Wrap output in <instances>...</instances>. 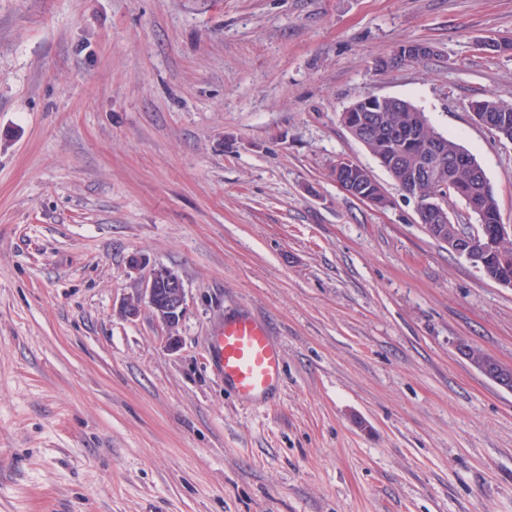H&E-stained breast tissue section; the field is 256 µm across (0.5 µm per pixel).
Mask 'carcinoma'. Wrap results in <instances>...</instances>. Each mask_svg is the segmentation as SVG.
<instances>
[{"label":"carcinoma","instance_id":"obj_1","mask_svg":"<svg viewBox=\"0 0 512 512\" xmlns=\"http://www.w3.org/2000/svg\"><path fill=\"white\" fill-rule=\"evenodd\" d=\"M357 106L363 109H376L379 118L377 125L366 130L351 131V134L376 158L379 163H387L386 171L398 183L402 190L423 201L431 200L434 185L428 181H412L413 173L421 154L420 146L409 144L400 139L399 131L407 128L429 127L426 115L417 110L410 102L402 106H385L377 98L369 96L357 100ZM472 112H494L498 116H507V124H499L498 129L512 138V106L498 102L488 96L471 102ZM437 165L440 177L451 179L455 196L461 201L478 198L479 205L473 211L476 223L492 230L501 223L496 194L484 169L475 156L460 144L441 137ZM483 273L506 280L512 279V239L499 243L498 254L486 264Z\"/></svg>","mask_w":512,"mask_h":512}]
</instances>
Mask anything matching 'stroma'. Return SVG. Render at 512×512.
Returning a JSON list of instances; mask_svg holds the SVG:
<instances>
[{"label":"stroma","mask_w":512,"mask_h":512,"mask_svg":"<svg viewBox=\"0 0 512 512\" xmlns=\"http://www.w3.org/2000/svg\"><path fill=\"white\" fill-rule=\"evenodd\" d=\"M512 0H0V512H512V288L426 234L343 125L399 97L512 225ZM432 56L379 69L400 44ZM349 158L378 208L332 178ZM174 270L177 349L130 255ZM249 314L284 383L211 352ZM471 111L473 114L486 112L487 113H496L498 118L506 115L508 117L507 124L497 123V127L500 131L506 132V134L510 137L512 141V106L505 105L503 103L498 102L494 98L488 96L482 99H477L471 102L470 104ZM493 111V112H492ZM215 354L224 386L242 400H253L276 390L282 383L283 363L279 345L267 328L251 316L224 322L216 336ZM460 354L476 367L487 378L500 387L512 391V365H505L486 354L468 341L462 340L457 344Z\"/></svg>","instance_id":"35a3bbf8"}]
</instances>
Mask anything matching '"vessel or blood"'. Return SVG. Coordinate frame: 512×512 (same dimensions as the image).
Returning <instances> with one entry per match:
<instances>
[{"instance_id":"1","label":"vessel or blood","mask_w":512,"mask_h":512,"mask_svg":"<svg viewBox=\"0 0 512 512\" xmlns=\"http://www.w3.org/2000/svg\"><path fill=\"white\" fill-rule=\"evenodd\" d=\"M224 384L243 400L263 397L282 383L281 351L267 328L250 316L227 320L214 341Z\"/></svg>"}]
</instances>
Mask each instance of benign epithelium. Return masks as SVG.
I'll return each instance as SVG.
<instances>
[{
    "instance_id": "1",
    "label": "benign epithelium",
    "mask_w": 512,
    "mask_h": 512,
    "mask_svg": "<svg viewBox=\"0 0 512 512\" xmlns=\"http://www.w3.org/2000/svg\"><path fill=\"white\" fill-rule=\"evenodd\" d=\"M433 53L434 49L431 45L413 42L399 46L393 54V58L406 64L422 60ZM391 59L388 58L381 62L380 67H394ZM356 168V162L343 159L336 163V174L340 175L342 183L346 184L344 191L367 202L369 198L359 193V190L365 186L367 177L358 174ZM415 202L417 210L424 211V218L420 219V223L425 225V229L430 235L438 233L436 225L444 223L448 214L451 213V209L448 207V196L442 191L439 192L435 205L425 210L421 207L420 199H415ZM452 231L451 237L441 236L439 240L445 242L450 251L464 257L474 265L495 252L500 239L512 236V225L501 224L495 232L489 233L482 224H455ZM128 269L132 273L141 275L142 295L127 301L121 309V314L126 318H135L140 313L141 306H147L153 317L167 329L170 348H177L178 341L174 332L184 319L187 309L186 288L182 279L176 272L162 266L149 270L145 275L142 274L144 262L137 254L129 257ZM457 349L487 378L500 387L512 391L511 364L505 365L499 362L465 340L457 344Z\"/></svg>"
}]
</instances>
